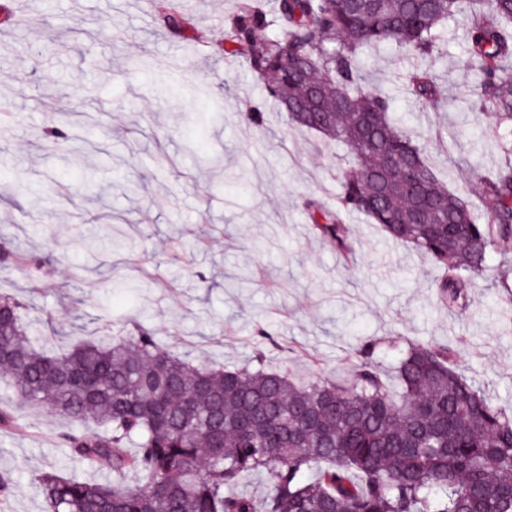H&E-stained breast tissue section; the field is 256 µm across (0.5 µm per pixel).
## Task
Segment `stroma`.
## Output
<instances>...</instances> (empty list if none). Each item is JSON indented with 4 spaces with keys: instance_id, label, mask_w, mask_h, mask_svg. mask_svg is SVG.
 Masks as SVG:
<instances>
[{
    "instance_id": "1",
    "label": "stroma",
    "mask_w": 512,
    "mask_h": 512,
    "mask_svg": "<svg viewBox=\"0 0 512 512\" xmlns=\"http://www.w3.org/2000/svg\"><path fill=\"white\" fill-rule=\"evenodd\" d=\"M192 29L171 33L158 0H0V230L45 255L39 268L0 270V291L28 280L33 334L62 343L124 334L129 316L158 342L202 363L240 366L257 350L289 362L302 379L344 376L350 353L377 343L386 379L407 343L454 348L458 368L512 409V328L494 286L496 258L475 276L476 302L448 313L437 302L441 269L389 241L360 214L345 223L344 260L311 230L306 198L335 207L348 148L294 129L266 80L226 51L237 0H179ZM44 15L43 23L31 17ZM426 63L447 99L435 109L400 82L413 59L387 43L365 54L367 81L387 92L450 189L478 203L480 182L501 162L480 135L490 118L473 105L480 77L459 14ZM261 112V125L248 122ZM80 112L65 147L39 137L45 124ZM223 156L200 170L189 145ZM42 192L45 214L28 208ZM0 407L19 425L0 429V473L14 480L6 512H45L36 472L83 475L56 441L63 421Z\"/></svg>"
}]
</instances>
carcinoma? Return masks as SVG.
I'll use <instances>...</instances> for the list:
<instances>
[{
    "instance_id": "obj_1",
    "label": "carcinoma",
    "mask_w": 512,
    "mask_h": 512,
    "mask_svg": "<svg viewBox=\"0 0 512 512\" xmlns=\"http://www.w3.org/2000/svg\"><path fill=\"white\" fill-rule=\"evenodd\" d=\"M273 20L239 0L227 40L244 50L289 121L344 143L336 209L309 201L313 230L353 256L343 216L355 212L443 269L436 295L461 312L494 254L512 265V0H275ZM468 10L478 108L507 160L481 186L486 213L448 189L390 97L365 82L362 55L391 42L416 63L407 89L444 105L422 61L448 17ZM41 137L68 141L48 125ZM31 261L0 235V267ZM29 305L0 295V380L31 409L69 421L70 455L112 480L41 471L48 512H512V414L455 367L446 345H408L398 392L364 341L346 379L305 382L261 352L236 367L162 349L134 322L110 341L56 352L29 338ZM261 501L243 490L255 475Z\"/></svg>"
}]
</instances>
